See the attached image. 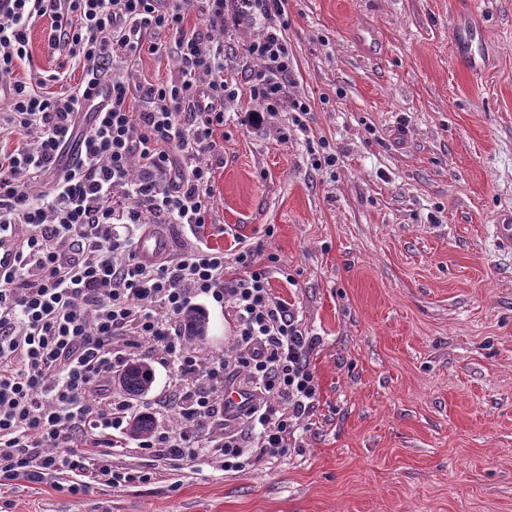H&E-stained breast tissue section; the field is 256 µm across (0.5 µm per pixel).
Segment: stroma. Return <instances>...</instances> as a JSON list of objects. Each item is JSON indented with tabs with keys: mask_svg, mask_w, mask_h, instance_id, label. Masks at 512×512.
<instances>
[{
	"mask_svg": "<svg viewBox=\"0 0 512 512\" xmlns=\"http://www.w3.org/2000/svg\"><path fill=\"white\" fill-rule=\"evenodd\" d=\"M288 94L251 96L260 4L227 11L209 246L276 255L270 286L315 336V405L248 474L95 488L23 483L8 512H512V0H284ZM50 18L0 85L59 69ZM113 78L175 79L173 37ZM334 164H324L326 155Z\"/></svg>",
	"mask_w": 512,
	"mask_h": 512,
	"instance_id": "stroma-1",
	"label": "stroma"
}]
</instances>
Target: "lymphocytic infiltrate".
I'll return each mask as SVG.
<instances>
[{"instance_id":"obj_1","label":"lymphocytic infiltrate","mask_w":512,"mask_h":512,"mask_svg":"<svg viewBox=\"0 0 512 512\" xmlns=\"http://www.w3.org/2000/svg\"><path fill=\"white\" fill-rule=\"evenodd\" d=\"M194 0H0V74L29 55L28 32L50 17L49 52L78 64L82 84L46 95L23 83L11 91L0 137L18 146L0 151V240L13 264L0 270V495L22 482L56 477L55 488L82 499L98 486L150 483L155 474L117 464L134 448L164 463L165 475L216 466L248 473L283 455L317 395L308 336L288 300L270 286L271 268L256 250L233 256L202 238L211 222L213 133L224 125V101L237 87L224 78V46L188 31ZM267 32L249 52L264 63L250 92L269 113L304 111L288 98V47L281 0H265ZM176 38L178 80L136 90L114 80V59L155 54V37ZM106 104L85 132L80 161L58 158L94 89ZM142 94V110L131 106ZM34 147H27V139ZM139 159L170 177L163 189L128 186ZM49 191L30 195L23 180ZM157 225L186 226L189 244L154 262L142 261L132 235L143 212ZM229 308L230 349L201 359L183 340L181 317L197 304ZM168 369L164 403L177 408L178 428L155 426L128 445L126 431L143 412L112 380L141 347ZM235 384L239 401L226 396Z\"/></svg>"}]
</instances>
